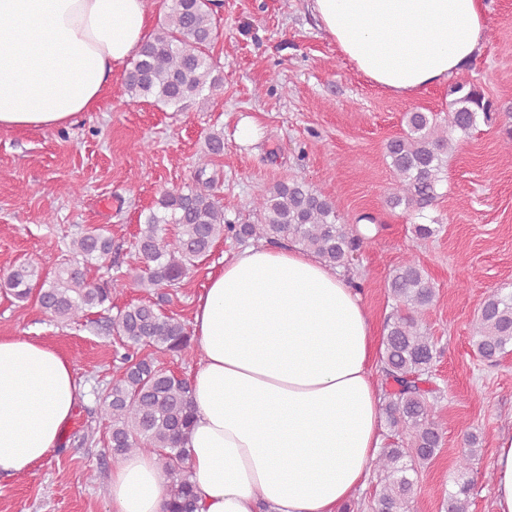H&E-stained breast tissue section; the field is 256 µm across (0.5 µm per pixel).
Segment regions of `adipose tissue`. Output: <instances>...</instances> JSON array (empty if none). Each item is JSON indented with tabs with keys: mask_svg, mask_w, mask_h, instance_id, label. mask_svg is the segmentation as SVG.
Masks as SVG:
<instances>
[{
	"mask_svg": "<svg viewBox=\"0 0 512 512\" xmlns=\"http://www.w3.org/2000/svg\"><path fill=\"white\" fill-rule=\"evenodd\" d=\"M323 32L377 85L413 97L470 63L479 0H312ZM145 0H0V129L64 128L91 111L146 37ZM199 361L185 446L199 512H341L383 444L375 340L355 287L297 248L225 259L192 311ZM84 391L38 340L0 337V474L50 462ZM512 512V434L493 461ZM152 452L109 475L113 512H164Z\"/></svg>",
	"mask_w": 512,
	"mask_h": 512,
	"instance_id": "1",
	"label": "adipose tissue"
}]
</instances>
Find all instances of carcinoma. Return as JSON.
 Returning <instances> with one entry per match:
<instances>
[{"label": "carcinoma", "instance_id": "1", "mask_svg": "<svg viewBox=\"0 0 512 512\" xmlns=\"http://www.w3.org/2000/svg\"><path fill=\"white\" fill-rule=\"evenodd\" d=\"M217 0H168L163 22L143 42L131 63L125 87L133 101L154 103L182 112L202 105L224 89V77L213 50L222 36ZM456 98L445 117L420 110L406 113L403 133L386 144L393 174L388 202L393 207L421 212L439 197L448 155L455 148L453 134L476 126L512 106H496L475 86L457 85ZM224 152V135L207 137L196 163V185L165 191L144 214L136 237L138 259L145 274L142 288H175L214 242L227 236L238 242L264 239L290 242L336 267L357 250L366 237L339 223L333 203L307 183L288 180L256 195L252 205L260 223L233 224L224 204L210 191L213 178L207 168ZM177 227L168 239L166 226ZM70 259L53 271L31 265L15 267L0 287L18 301L35 298L40 308L59 322H79L91 310L112 305V296L127 288L120 277L96 281L91 266L104 267L112 259V238L103 226L84 228L71 239ZM388 290L394 302L383 340V413L395 442L381 448L376 468L380 476L374 512H410L414 486L421 469L434 459L442 435L435 421L439 389L432 386L440 349L422 316L431 305L435 288L412 254L390 274ZM163 297L131 305L110 320L125 353L121 371L98 394L108 417L106 447L117 455L154 451L167 471L170 486L166 512H195L193 475L185 462L184 436L192 423L189 379L172 373L151 355L171 353L182 360L194 355L185 323L162 306ZM472 336L479 357L495 362L512 352V292L495 290L483 301ZM468 448L456 457L448 512H469L474 482L471 478L477 436L466 437Z\"/></svg>", "mask_w": 512, "mask_h": 512}]
</instances>
